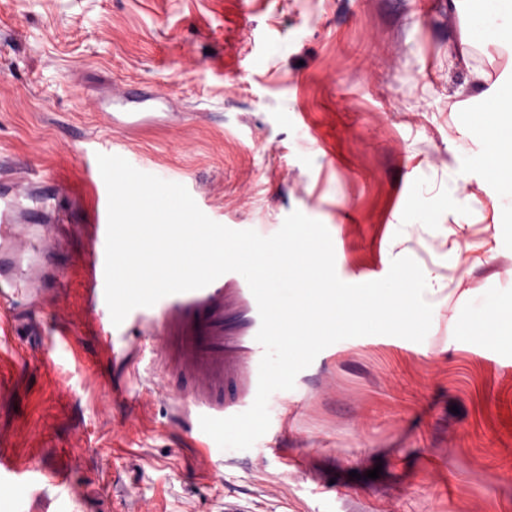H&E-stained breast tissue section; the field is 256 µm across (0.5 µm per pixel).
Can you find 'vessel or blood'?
Instances as JSON below:
<instances>
[{
	"label": "vessel or blood",
	"mask_w": 512,
	"mask_h": 512,
	"mask_svg": "<svg viewBox=\"0 0 512 512\" xmlns=\"http://www.w3.org/2000/svg\"><path fill=\"white\" fill-rule=\"evenodd\" d=\"M121 100L130 109L121 113L120 125L137 126L136 110L149 104V96L126 92ZM84 187L96 209L92 224L84 229L91 248L79 263L82 310L94 333L98 358L126 366L138 350L119 343L121 330L105 302L108 195L99 169L88 172ZM63 196L68 197L67 190L58 181L0 179V301L27 291L31 279L20 271L18 261L34 233L60 223L62 211L53 201ZM125 321L156 338L154 361L166 377L177 381L175 404L184 422L199 421L204 415L226 418L250 408L264 349L256 340L257 302L242 275L228 272L204 288L165 296L153 306L133 309ZM55 323L49 333L51 351L79 361L81 345L73 337L71 316L56 317ZM197 445L200 470H217L221 460L205 432H198ZM26 479L17 467L10 432L1 427L0 496H9Z\"/></svg>",
	"instance_id": "obj_1"
}]
</instances>
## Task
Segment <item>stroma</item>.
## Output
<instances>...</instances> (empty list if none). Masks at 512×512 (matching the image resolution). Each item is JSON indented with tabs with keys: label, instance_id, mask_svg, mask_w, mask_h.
<instances>
[{
	"label": "stroma",
	"instance_id": "stroma-1",
	"mask_svg": "<svg viewBox=\"0 0 512 512\" xmlns=\"http://www.w3.org/2000/svg\"><path fill=\"white\" fill-rule=\"evenodd\" d=\"M480 0H0V161L79 189L100 153L137 156L193 184L228 224H316L336 233V279L385 281L395 214L427 198L436 224L497 235L467 288L512 273V209L474 190L450 203L448 171L488 138L468 111L473 66L449 64ZM163 97L142 130L114 125L128 86ZM70 212L61 286L15 322L20 466L36 481L0 512H512V344L445 345L458 283L420 341L337 338L327 367L291 368L283 408L252 449L211 478L149 361H55L53 313L79 315L72 272L88 248ZM126 385L114 400L108 378ZM378 478H367L371 469ZM69 473V487L53 473Z\"/></svg>",
	"mask_w": 512,
	"mask_h": 512
}]
</instances>
